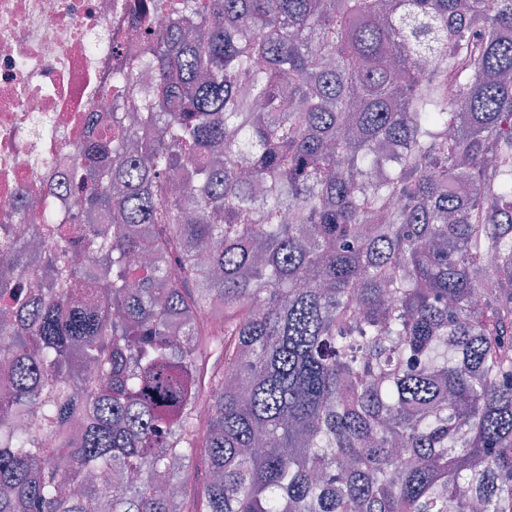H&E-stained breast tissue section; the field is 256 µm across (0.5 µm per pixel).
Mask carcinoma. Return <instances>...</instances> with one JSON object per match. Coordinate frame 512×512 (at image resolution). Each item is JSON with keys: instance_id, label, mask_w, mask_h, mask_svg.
I'll list each match as a JSON object with an SVG mask.
<instances>
[{"instance_id": "cac0c4a2", "label": "carcinoma", "mask_w": 512, "mask_h": 512, "mask_svg": "<svg viewBox=\"0 0 512 512\" xmlns=\"http://www.w3.org/2000/svg\"><path fill=\"white\" fill-rule=\"evenodd\" d=\"M149 10L0 224V512H512V0Z\"/></svg>"}]
</instances>
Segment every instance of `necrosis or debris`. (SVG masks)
Listing matches in <instances>:
<instances>
[{"mask_svg": "<svg viewBox=\"0 0 512 512\" xmlns=\"http://www.w3.org/2000/svg\"><path fill=\"white\" fill-rule=\"evenodd\" d=\"M133 2L0 0V224L80 223L57 164L85 141L91 113L111 114L103 87L117 57L142 51L126 26Z\"/></svg>", "mask_w": 512, "mask_h": 512, "instance_id": "1", "label": "necrosis or debris"}]
</instances>
